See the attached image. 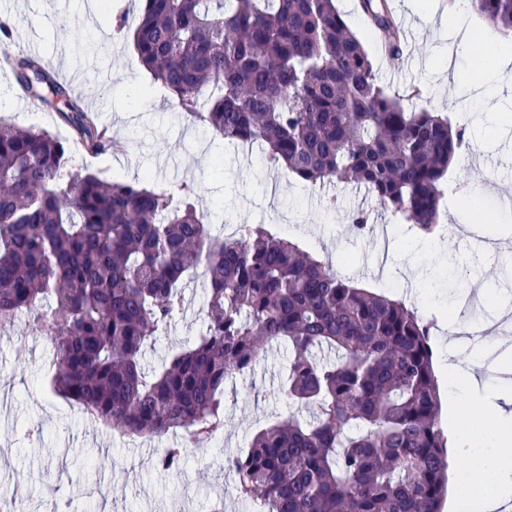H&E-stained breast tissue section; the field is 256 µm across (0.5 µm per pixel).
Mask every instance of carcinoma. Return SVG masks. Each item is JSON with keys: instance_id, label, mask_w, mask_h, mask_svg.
<instances>
[{"instance_id": "1", "label": "carcinoma", "mask_w": 512, "mask_h": 512, "mask_svg": "<svg viewBox=\"0 0 512 512\" xmlns=\"http://www.w3.org/2000/svg\"><path fill=\"white\" fill-rule=\"evenodd\" d=\"M133 47L181 111L215 136L262 147L265 164L311 184L366 187L423 232L440 223L448 170L465 128L377 80L371 54L336 0H140ZM388 53L401 33L385 0H360ZM512 37V0H470ZM0 69L58 112L94 154L117 144L96 115L32 56ZM142 182L72 167L45 129L0 119V333L26 315L53 346L54 391L128 435L184 431L197 445L224 426V384L274 341L292 351L279 396L312 410L259 430L224 456L236 490L260 512H441L448 435L430 324L402 300L361 288L300 246L242 224L220 239L195 205ZM202 266L206 324L148 376L146 345L182 305L179 283ZM186 448H166L174 470Z\"/></svg>"}]
</instances>
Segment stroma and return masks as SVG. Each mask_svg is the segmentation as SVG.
<instances>
[{"mask_svg":"<svg viewBox=\"0 0 512 512\" xmlns=\"http://www.w3.org/2000/svg\"><path fill=\"white\" fill-rule=\"evenodd\" d=\"M356 2L337 0V6L373 53L379 83L408 96V108L433 107L466 128L465 160L448 171L437 227L447 256L430 249L426 237L408 231L365 187L312 185L288 171L269 169L259 150L213 137L161 90L142 95L152 79L131 41L123 40L112 23L120 13L136 19L138 7L131 0H111L106 14L99 13L98 0H0V15L15 18L12 52L38 56L61 79L73 69L86 71L72 93L98 114L121 149L98 156L77 153V167L109 181L147 175L155 188L193 186L196 205L214 233L231 236L242 224L267 225L330 262L340 276L408 298L432 325L436 360L453 351L466 362L478 354V345L465 339L449 349L442 339L443 322L470 326L491 318L493 306L512 303V293L494 288L499 265L512 260V207L490 190L494 183L512 182V67L491 82L475 64L466 35L482 31L483 46L493 53L500 35L485 27L472 8L460 15L451 11L448 0H389L396 21L411 23L402 60L391 61L380 54V41L360 20ZM0 119L43 128L65 140L73 136L56 112L11 95L0 98ZM471 193L483 195L488 223L468 232L465 198ZM358 211L368 214L371 224L384 226V238L355 229L351 216ZM410 262L426 280L425 290L412 291L401 272V265ZM452 282L474 287L469 305H449ZM206 287L199 268L182 280L184 307L168 332L146 347L141 359L146 372L158 370L171 351L203 330ZM289 358L285 344H271L252 370L227 383L223 432L208 445L189 449L180 468L166 471L157 464L159 451L179 445L181 432L144 439L88 419L52 389V345L16 323L0 335V485L12 487L16 512H170L176 504L184 505V512H202L217 499L223 500L224 512H254V501L239 498L235 477L217 461L227 453L246 452L258 430L288 416V401L273 393L287 376ZM484 396L481 390H441L443 419L467 411L470 429L484 432Z\"/></svg>","mask_w":512,"mask_h":512,"instance_id":"35a3bbf8","label":"stroma"}]
</instances>
